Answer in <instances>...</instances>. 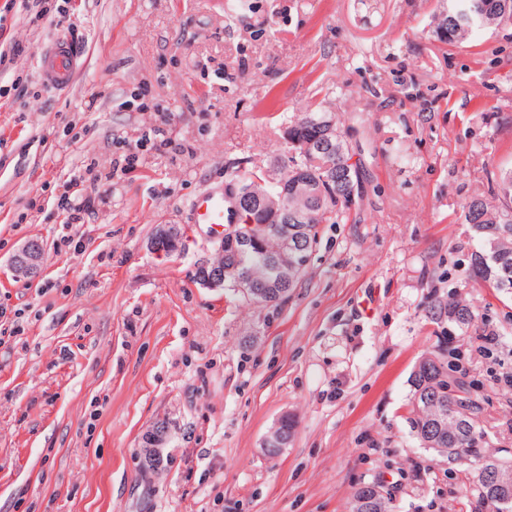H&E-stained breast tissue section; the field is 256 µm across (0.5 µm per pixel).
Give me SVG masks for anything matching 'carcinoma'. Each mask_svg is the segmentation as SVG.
Segmentation results:
<instances>
[{"label": "carcinoma", "instance_id": "obj_1", "mask_svg": "<svg viewBox=\"0 0 512 512\" xmlns=\"http://www.w3.org/2000/svg\"><path fill=\"white\" fill-rule=\"evenodd\" d=\"M498 0H448V6L435 15L433 33L442 42L454 45L469 41L480 31L496 26L499 20L486 15L495 10ZM325 111L305 108L288 125V133L304 140H321L320 121ZM334 149L324 148L310 154L292 153L287 147L279 166L269 171L235 166L230 178L251 183L252 179L272 180L270 190L256 215L259 243L249 252L239 254L258 281L269 280L266 260L282 248L272 215L288 199V209L309 213V222L302 225L301 247L312 254L318 243V226L337 224L346 216L351 198L361 193L367 180L366 169L357 159V147L342 132L333 136ZM354 163H349V160ZM306 169L308 182L299 180L297 172ZM496 203L473 197L464 207V220L470 224L475 242L469 267L464 272L467 286L490 288L497 293H512V169L495 176ZM246 227L241 231L247 234ZM429 314L448 318V323L465 335L476 319L468 305L448 297V301L430 306ZM459 353H432L424 357L410 377V433L424 448L443 452L464 448L474 457L490 455L485 449L484 434L477 426L478 406L470 393L468 372L455 363ZM366 491L358 488L350 512H392V497L380 490L372 507L362 504Z\"/></svg>", "mask_w": 512, "mask_h": 512}]
</instances>
